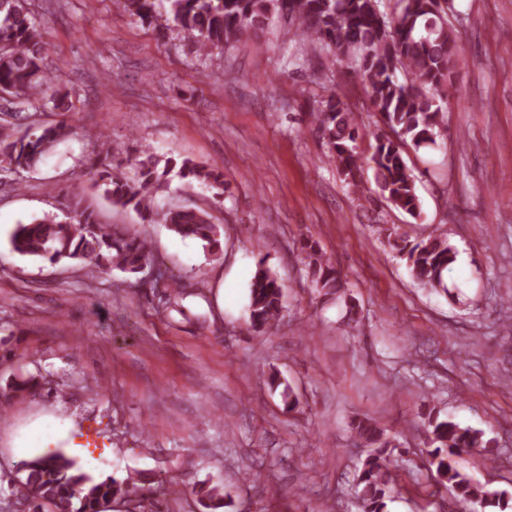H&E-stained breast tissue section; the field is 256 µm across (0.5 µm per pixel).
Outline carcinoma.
I'll use <instances>...</instances> for the list:
<instances>
[{"mask_svg":"<svg viewBox=\"0 0 512 512\" xmlns=\"http://www.w3.org/2000/svg\"><path fill=\"white\" fill-rule=\"evenodd\" d=\"M172 27L191 40L197 53L208 57L232 47L243 36L280 19L303 41L320 44L348 65V75L362 88L369 106L387 130L370 132L359 122L356 108L332 91L313 112L317 130L327 140L337 172L354 193L369 202L386 201L409 216H420V199L407 150L437 143L444 113L440 93L452 81L459 48V30L448 15V0H165ZM156 0H121L123 10L142 19ZM48 47L42 22L30 10V0H0V100L13 126L0 125V173L16 175L38 164L71 134L64 119L74 111L68 93L47 63ZM112 145L84 164L82 173L110 206L136 213L141 223L157 214L171 231L201 244L208 255L222 254V233L202 207L174 206L158 211L156 191L175 175L184 186L202 183L224 189V174L190 157L176 159L149 154L136 162L138 182L113 172ZM62 215L36 217L17 224L9 236L10 251L52 265L78 263L88 273L119 270L137 274L152 259L149 242L123 224H103L95 211L81 206L77 195L59 194ZM389 246L406 260L423 288H446L445 275L456 261L446 234L411 239L399 228L384 229ZM307 279L325 295L341 296L345 281L316 244L303 243ZM283 290L277 277L260 260L249 290L250 325L264 334L282 318ZM35 378L12 381L6 396L36 390ZM426 461L437 477L456 492L461 512L472 506H507L505 493L474 484L455 465L461 452H489L483 432L451 419L428 416ZM357 445L368 449L356 475L363 512H386L396 485L390 477L395 439L373 421L353 424ZM22 496L30 512H102L114 498L136 492L131 478L96 477L79 461L62 452L22 459L12 476L0 478V492ZM206 512L224 508V489L207 482L195 489Z\"/></svg>","mask_w":512,"mask_h":512,"instance_id":"obj_1","label":"carcinoma"}]
</instances>
